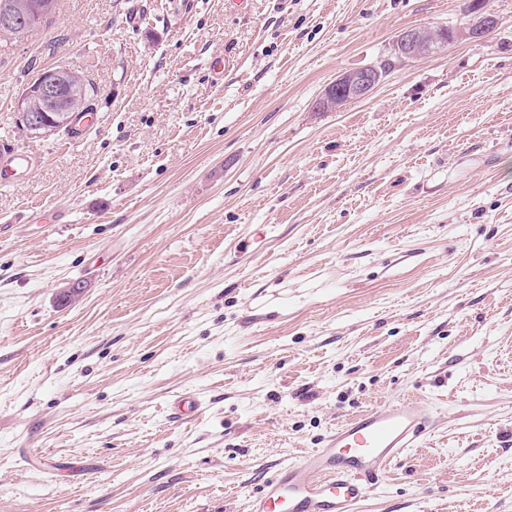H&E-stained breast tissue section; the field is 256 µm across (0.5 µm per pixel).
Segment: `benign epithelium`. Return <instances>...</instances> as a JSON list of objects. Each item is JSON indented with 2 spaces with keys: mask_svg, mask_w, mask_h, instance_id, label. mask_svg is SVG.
Returning a JSON list of instances; mask_svg holds the SVG:
<instances>
[{
  "mask_svg": "<svg viewBox=\"0 0 512 512\" xmlns=\"http://www.w3.org/2000/svg\"><path fill=\"white\" fill-rule=\"evenodd\" d=\"M497 25L487 14L475 13L465 25L451 30L454 41L468 39L480 41ZM447 47L433 32L411 28L401 32L393 44L394 53L402 60L414 61ZM383 82L381 70L375 65L344 72L328 84L314 102V111L332 112L343 105L364 100ZM54 102L59 109L56 118L45 114L43 105ZM15 111L23 128L56 133L72 127L81 116L88 114V103L81 84L73 80L60 67L45 68L35 76L17 98Z\"/></svg>",
  "mask_w": 512,
  "mask_h": 512,
  "instance_id": "benign-epithelium-1",
  "label": "benign epithelium"
}]
</instances>
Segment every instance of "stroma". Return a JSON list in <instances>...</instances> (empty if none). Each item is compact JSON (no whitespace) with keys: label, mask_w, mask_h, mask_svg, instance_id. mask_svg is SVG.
<instances>
[{"label":"stroma","mask_w":512,"mask_h":512,"mask_svg":"<svg viewBox=\"0 0 512 512\" xmlns=\"http://www.w3.org/2000/svg\"><path fill=\"white\" fill-rule=\"evenodd\" d=\"M466 4L59 0L0 40V512H246L401 397L433 426L359 512H512V0L313 109ZM56 66L97 87L73 144L14 112ZM475 1L477 0L471 1L467 6L468 16L474 13ZM496 25L497 20L493 16L477 11L465 25L451 30V38L453 41L460 39L480 41L492 32ZM445 47L447 43L436 38L430 30L411 28L396 37L393 51L401 60L414 61L438 53ZM382 82V72L375 65L344 72L323 89L314 102V111L332 112L349 102L366 99Z\"/></svg>","instance_id":"obj_1"}]
</instances>
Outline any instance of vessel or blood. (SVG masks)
<instances>
[{
	"label": "vessel or blood",
	"mask_w": 512,
	"mask_h": 512,
	"mask_svg": "<svg viewBox=\"0 0 512 512\" xmlns=\"http://www.w3.org/2000/svg\"><path fill=\"white\" fill-rule=\"evenodd\" d=\"M430 424L428 409L414 398L345 421L321 447L268 478L247 512H356L366 488L415 447Z\"/></svg>",
	"instance_id": "obj_1"
}]
</instances>
